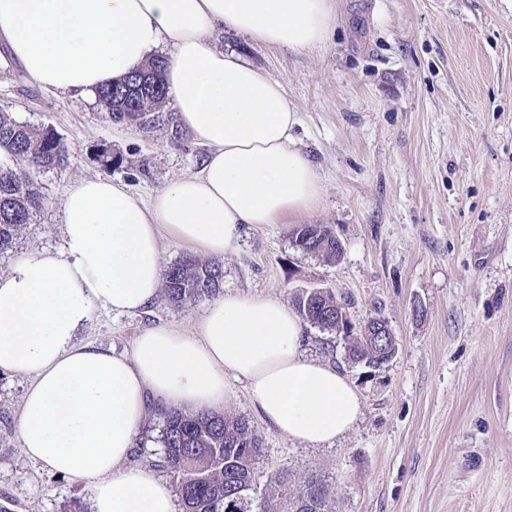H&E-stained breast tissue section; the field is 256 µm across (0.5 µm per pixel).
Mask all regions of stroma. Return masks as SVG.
I'll return each mask as SVG.
<instances>
[{
    "mask_svg": "<svg viewBox=\"0 0 512 512\" xmlns=\"http://www.w3.org/2000/svg\"><path fill=\"white\" fill-rule=\"evenodd\" d=\"M215 37L283 82L322 185L300 222L332 226L343 247L328 261L295 247L300 222L244 225L223 258L224 291L291 306L320 288L354 324L385 317L397 347L373 371L327 351L306 326L305 355L337 368L362 402L354 427L324 448L281 436L235 383L225 410L262 439L258 487L279 472L298 487L315 475L336 512H512V0H337L328 43L308 54ZM1 111L53 130L69 158L33 172L45 205L0 254V273L27 250L60 248L61 200L75 178L107 176L147 198L206 153L172 107L145 129L117 123L95 95L43 89L15 63L0 67ZM205 306L162 297L138 315L100 310L78 339L127 353L145 327L192 329ZM28 385L0 372V504L93 512L88 487L26 458Z\"/></svg>",
    "mask_w": 512,
    "mask_h": 512,
    "instance_id": "stroma-1",
    "label": "stroma"
}]
</instances>
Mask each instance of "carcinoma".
<instances>
[{
    "label": "carcinoma",
    "mask_w": 512,
    "mask_h": 512,
    "mask_svg": "<svg viewBox=\"0 0 512 512\" xmlns=\"http://www.w3.org/2000/svg\"><path fill=\"white\" fill-rule=\"evenodd\" d=\"M165 61L149 60L134 71L138 82L127 91L114 92L108 84L96 90L98 104L115 122L148 125L159 117L167 101L163 80ZM0 154L26 164L17 168L0 163V253L13 247L21 229L31 223L43 206V198L28 169L49 172L64 167L67 150L55 133L17 121L0 112ZM322 235L308 238L309 225L294 231V245L308 254L336 260V233L321 225ZM224 284V265L216 259L186 254L165 270L164 294L174 308L217 295ZM302 320L330 336L336 334V299L330 293L306 299L296 297ZM352 358L365 362L374 356L362 339L348 336ZM162 469L171 478L181 512H335L329 485L314 477L298 491L280 473L256 497L255 464L261 438L243 418L222 412L163 413Z\"/></svg>",
    "instance_id": "obj_1"
}]
</instances>
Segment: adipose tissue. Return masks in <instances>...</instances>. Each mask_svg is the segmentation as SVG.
<instances>
[{
  "label": "adipose tissue",
  "mask_w": 512,
  "mask_h": 512,
  "mask_svg": "<svg viewBox=\"0 0 512 512\" xmlns=\"http://www.w3.org/2000/svg\"><path fill=\"white\" fill-rule=\"evenodd\" d=\"M336 0H0V39L42 88L89 93L167 47V98L208 149L200 168L143 199L122 181H75L61 250L33 249L0 274V370L29 378L26 455L86 484L94 512H177L172 486L128 465L149 414L222 409L245 382L263 420L319 448L362 413L346 376L306 357L300 316L268 296L213 298L193 331L145 329L131 354L77 341L95 311L134 314L164 283L161 238L221 258L246 224H278L320 201L282 81L214 41L216 28L294 52L325 46Z\"/></svg>",
  "instance_id": "adipose-tissue-1"
}]
</instances>
